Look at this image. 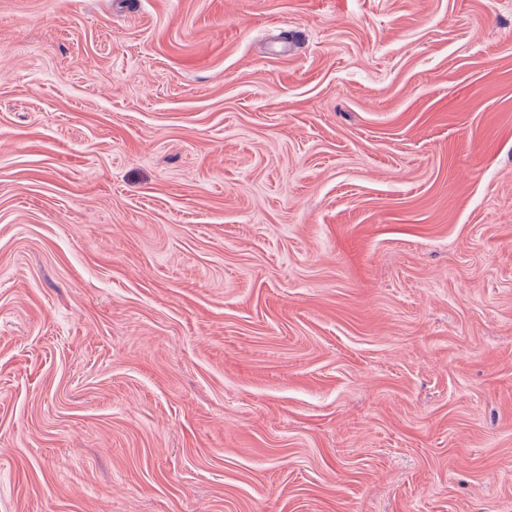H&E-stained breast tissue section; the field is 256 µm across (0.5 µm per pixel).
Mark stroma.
I'll return each instance as SVG.
<instances>
[{"label":"stroma","mask_w":512,"mask_h":512,"mask_svg":"<svg viewBox=\"0 0 512 512\" xmlns=\"http://www.w3.org/2000/svg\"><path fill=\"white\" fill-rule=\"evenodd\" d=\"M0 512H512V0H0Z\"/></svg>","instance_id":"35a3bbf8"}]
</instances>
